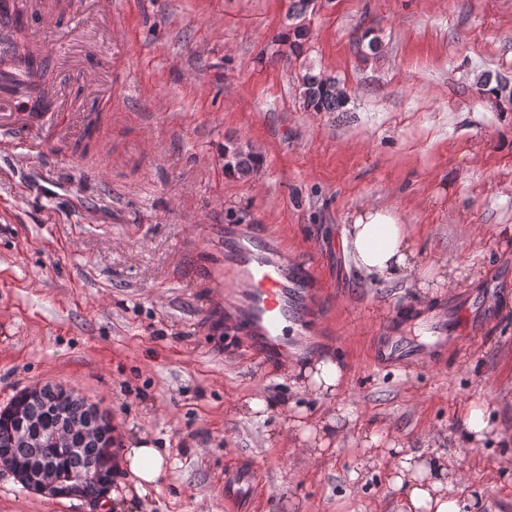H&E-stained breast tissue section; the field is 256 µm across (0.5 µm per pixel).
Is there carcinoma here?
<instances>
[{
    "label": "carcinoma",
    "mask_w": 512,
    "mask_h": 512,
    "mask_svg": "<svg viewBox=\"0 0 512 512\" xmlns=\"http://www.w3.org/2000/svg\"><path fill=\"white\" fill-rule=\"evenodd\" d=\"M307 35L302 25L289 27L282 42L289 55L298 56ZM478 93L512 104V77L484 74L477 82ZM303 107L313 112H338L348 104L347 92L331 76L311 72L301 77ZM260 159L251 150L235 146L229 150L225 168L247 174L257 170ZM95 406L60 385L23 390L0 409V469L13 475L31 460L41 459L57 471L79 472L85 476L82 498L97 502L105 488L96 475L114 467L112 427L102 422L100 430L86 424Z\"/></svg>",
    "instance_id": "obj_1"
}]
</instances>
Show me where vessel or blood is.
<instances>
[{
    "label": "vessel or blood",
    "instance_id": "b4317fda",
    "mask_svg": "<svg viewBox=\"0 0 512 512\" xmlns=\"http://www.w3.org/2000/svg\"><path fill=\"white\" fill-rule=\"evenodd\" d=\"M112 19V0H0V147L22 145L29 151L72 150L99 113L112 109V56L88 39L78 62L68 59L67 43L48 52L35 27L50 25L69 33L86 17ZM96 92L97 105L85 107L84 90ZM224 290V323L241 336L252 354L292 355L319 338L321 285L314 256L301 259L275 231L252 224H228L210 273ZM430 332L416 344L396 327H382L372 355L382 365L431 361L459 341L457 324L447 315L424 316ZM256 473L246 467L225 474L224 496L247 497Z\"/></svg>",
    "mask_w": 512,
    "mask_h": 512
}]
</instances>
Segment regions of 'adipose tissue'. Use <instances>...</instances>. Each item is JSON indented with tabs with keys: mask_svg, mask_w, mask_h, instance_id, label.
I'll use <instances>...</instances> for the list:
<instances>
[{
	"mask_svg": "<svg viewBox=\"0 0 512 512\" xmlns=\"http://www.w3.org/2000/svg\"><path fill=\"white\" fill-rule=\"evenodd\" d=\"M342 247L358 271L376 281L412 279L417 270L416 250L399 213L390 207L363 206L352 212L343 230ZM289 372L300 374V388L317 398L333 397L342 386V369L330 359L307 364L287 363ZM278 421L285 430L300 434L317 449H325L334 432L331 416L311 418L305 407L281 404ZM120 462L134 478L133 494L146 493L168 469L166 453L146 437L132 441ZM402 491L400 512H473L474 499L459 497L448 458L435 453L423 459L414 453L400 456L389 477Z\"/></svg>",
	"mask_w": 512,
	"mask_h": 512,
	"instance_id": "ef3b65f1",
	"label": "adipose tissue"
}]
</instances>
